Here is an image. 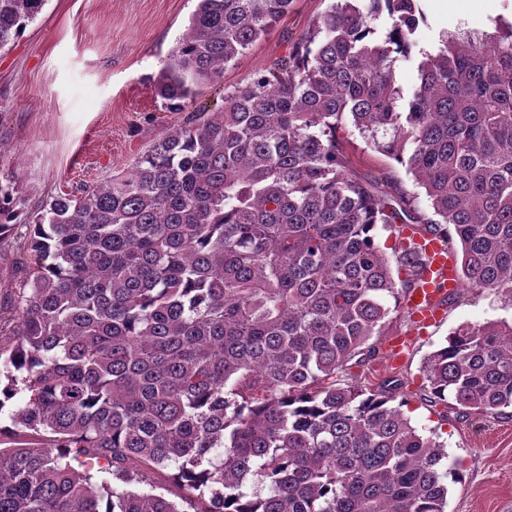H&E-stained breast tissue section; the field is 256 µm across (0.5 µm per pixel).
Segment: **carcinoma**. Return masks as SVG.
<instances>
[{
  "label": "carcinoma",
  "mask_w": 512,
  "mask_h": 512,
  "mask_svg": "<svg viewBox=\"0 0 512 512\" xmlns=\"http://www.w3.org/2000/svg\"><path fill=\"white\" fill-rule=\"evenodd\" d=\"M46 2L0 0V49ZM291 2L198 0L154 82L166 108L193 104ZM421 22L419 0H331L130 171L35 216L0 183V244L29 254L0 317V512H446L458 462L394 404L403 380L336 382L391 311L379 224L452 225L461 287L512 301V21L428 49ZM345 116L433 217L353 178ZM399 264L415 281L426 257L402 247ZM422 372L429 403L507 414L512 324H460ZM102 464L110 485L93 481ZM160 469L186 507L142 490Z\"/></svg>",
  "instance_id": "obj_1"
}]
</instances>
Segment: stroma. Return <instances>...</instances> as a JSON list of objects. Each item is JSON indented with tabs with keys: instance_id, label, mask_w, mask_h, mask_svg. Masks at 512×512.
Wrapping results in <instances>:
<instances>
[{
	"instance_id": "obj_1",
	"label": "stroma",
	"mask_w": 512,
	"mask_h": 512,
	"mask_svg": "<svg viewBox=\"0 0 512 512\" xmlns=\"http://www.w3.org/2000/svg\"><path fill=\"white\" fill-rule=\"evenodd\" d=\"M196 6L197 0H47L15 43L0 50V179H14L29 210L129 171L161 131L181 122L182 113L166 109L153 83ZM327 7L328 0H292L286 17L202 89L198 105H223L225 91L286 56ZM420 7L426 46L446 32L481 33L512 18V0H421ZM338 136L358 179L394 174L419 211L431 214L424 190L405 168L368 147L353 125ZM393 277L398 305L370 340L376 354L350 361L344 379L374 388L389 373L404 378L398 396L405 415L423 433H437L462 466L449 487L447 512H512V418L473 422L452 406L427 405L422 379L425 358L457 326L512 322V306L488 291L460 289L446 299L441 322L421 332L404 303L405 272ZM398 336L408 337L410 346L394 365L387 349Z\"/></svg>"
}]
</instances>
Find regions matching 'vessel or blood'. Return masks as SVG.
Instances as JSON below:
<instances>
[{
	"label": "vessel or blood",
	"mask_w": 512,
	"mask_h": 512,
	"mask_svg": "<svg viewBox=\"0 0 512 512\" xmlns=\"http://www.w3.org/2000/svg\"><path fill=\"white\" fill-rule=\"evenodd\" d=\"M418 242L429 263L415 288L408 293L406 304L416 326L426 328L438 321L446 294L455 292L459 281L454 258L441 238L422 236Z\"/></svg>",
	"instance_id": "obj_1"
}]
</instances>
